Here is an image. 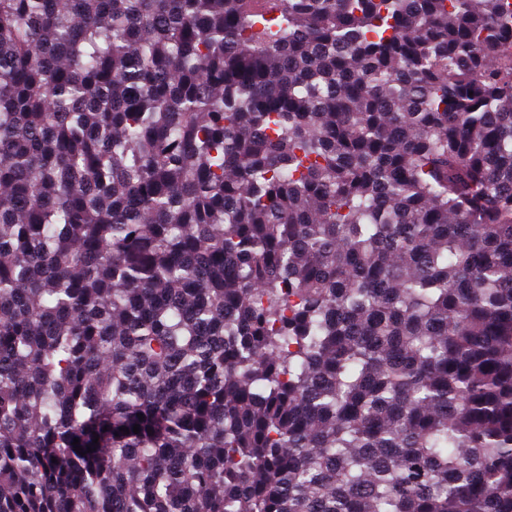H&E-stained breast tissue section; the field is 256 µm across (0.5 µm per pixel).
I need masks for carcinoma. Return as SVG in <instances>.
I'll list each match as a JSON object with an SVG mask.
<instances>
[{"label":"carcinoma","mask_w":512,"mask_h":512,"mask_svg":"<svg viewBox=\"0 0 512 512\" xmlns=\"http://www.w3.org/2000/svg\"><path fill=\"white\" fill-rule=\"evenodd\" d=\"M0 512H512V0H0Z\"/></svg>","instance_id":"carcinoma-1"}]
</instances>
